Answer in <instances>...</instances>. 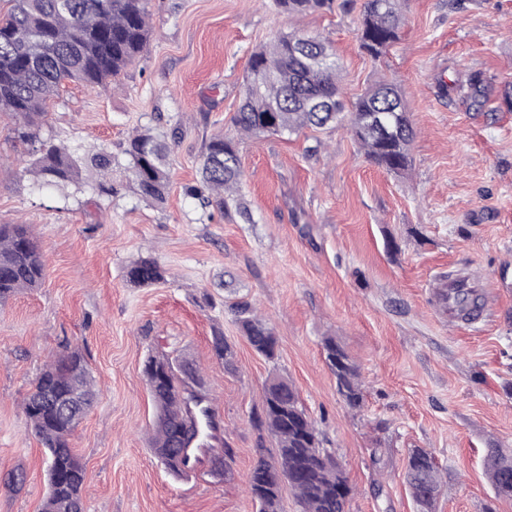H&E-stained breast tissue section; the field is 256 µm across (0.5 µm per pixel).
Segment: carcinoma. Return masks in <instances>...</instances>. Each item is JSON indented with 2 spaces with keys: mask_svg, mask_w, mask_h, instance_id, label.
<instances>
[{
  "mask_svg": "<svg viewBox=\"0 0 512 512\" xmlns=\"http://www.w3.org/2000/svg\"><path fill=\"white\" fill-rule=\"evenodd\" d=\"M0 14V112L12 114L15 133L33 141L30 172L43 185L81 186L83 173L96 176L93 194L109 199L116 193L112 168H123L139 194L162 204L169 187L170 145L150 131L131 136L122 151L125 161L105 149L78 154L36 130L46 116L45 105L64 80L89 87L121 75L143 54L150 40L149 0H9ZM334 0H277L283 12L298 14L329 9ZM403 22L400 0H366L358 37L372 57H380L398 38ZM340 65L333 48L314 38L289 32L254 51L249 60L242 103L232 117L245 135L291 134L305 127L323 128L336 122L345 104L339 82ZM399 97L390 83H378L358 96L348 109L351 131L367 158L388 172L399 173L410 163L415 131L406 111L386 120L378 131L368 124L376 106L389 96ZM321 101L322 109L311 106ZM240 156L234 139L215 135L204 145L201 179L184 188L185 195L215 207L227 216L236 212L250 220L238 195ZM42 251L26 224H0V303L23 290L42 285ZM133 284L152 285L165 280V271L153 259L143 258L127 271ZM240 331L263 356L274 355L277 337L248 303L235 305ZM336 359L329 366L347 405L363 402L358 368L332 337L324 341ZM149 365L162 375L152 379L150 396L156 409L153 451L165 467L177 474L188 469L181 447L202 432L207 407L193 413L190 402L204 398L187 388L181 367L193 381L201 380L193 365H173L152 357ZM75 396L77 414L57 413L54 400ZM98 398L82 352L67 347L41 371L23 404L28 426L46 448L55 477L49 480L42 512H71L82 506L85 469L72 448L80 421ZM258 430L274 441V453L256 449L258 459L248 476L247 489L259 512H284L282 491L289 487L301 512H346L351 487L336 458L321 447L316 428L300 405L288 379L274 376L266 383L262 412L254 419ZM487 472L498 493L512 495V455L491 450ZM406 482L418 505L430 507L440 489V474L431 454L415 449L408 456Z\"/></svg>",
  "mask_w": 512,
  "mask_h": 512,
  "instance_id": "cac0c4a2",
  "label": "carcinoma"
}]
</instances>
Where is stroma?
Segmentation results:
<instances>
[{
  "label": "stroma",
  "mask_w": 512,
  "mask_h": 512,
  "mask_svg": "<svg viewBox=\"0 0 512 512\" xmlns=\"http://www.w3.org/2000/svg\"><path fill=\"white\" fill-rule=\"evenodd\" d=\"M364 3L289 15L274 0H150L149 45L124 74L97 88L65 83L40 133L68 147L115 151L135 132L178 129L160 205L121 175L96 205L70 187L39 188L29 146L0 112V224L29 225L45 262L41 288L0 304V512H40L47 465L22 404L68 345L98 390L73 437L85 512H257L246 484L257 444L274 442L250 416L275 375L294 385L343 466L347 512H420L405 481L416 448L440 469L434 512H512L485 470L490 449L512 453V0H403L399 38L377 59L357 38ZM294 31L334 46L347 99L396 84L416 131L407 170L372 164L344 121L238 133L231 118L251 54ZM215 134L238 141L252 223L183 192ZM147 256L164 281L129 283L128 266ZM447 276L485 292L480 322L439 307ZM238 302L273 326L274 359L243 336ZM217 329L235 371L212 349ZM328 336L359 368L361 408L338 392ZM159 355L199 370L217 439L231 449L223 474L205 459L178 476L153 453L144 365Z\"/></svg>",
  "instance_id": "stroma-1"
}]
</instances>
